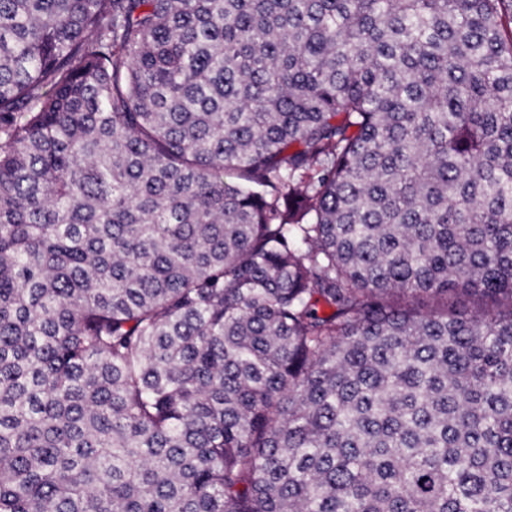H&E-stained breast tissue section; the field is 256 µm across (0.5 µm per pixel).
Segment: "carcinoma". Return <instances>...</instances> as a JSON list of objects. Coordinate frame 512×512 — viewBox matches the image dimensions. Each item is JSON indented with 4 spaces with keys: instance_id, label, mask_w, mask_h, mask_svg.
<instances>
[{
    "instance_id": "1",
    "label": "carcinoma",
    "mask_w": 512,
    "mask_h": 512,
    "mask_svg": "<svg viewBox=\"0 0 512 512\" xmlns=\"http://www.w3.org/2000/svg\"><path fill=\"white\" fill-rule=\"evenodd\" d=\"M507 7L0 0V512H512Z\"/></svg>"
}]
</instances>
